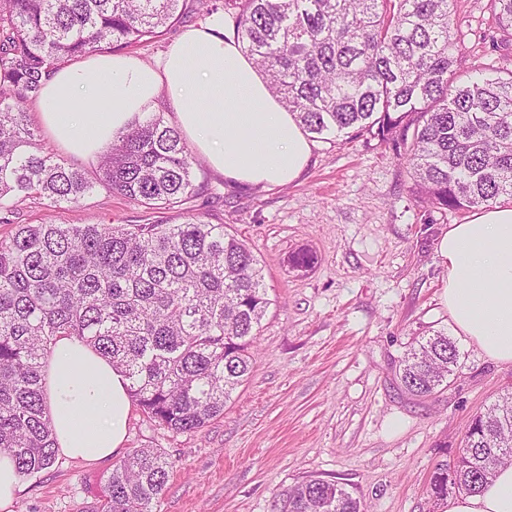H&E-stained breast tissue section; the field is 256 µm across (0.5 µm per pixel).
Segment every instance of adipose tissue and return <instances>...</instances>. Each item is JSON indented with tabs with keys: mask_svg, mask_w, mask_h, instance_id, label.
<instances>
[{
	"mask_svg": "<svg viewBox=\"0 0 512 512\" xmlns=\"http://www.w3.org/2000/svg\"><path fill=\"white\" fill-rule=\"evenodd\" d=\"M166 107L216 172L251 187H279L305 169L313 144L263 76L224 32L216 13L145 63L100 52L60 67L37 102L39 119L71 156L91 160L145 110ZM446 274L440 301L458 335L487 360L512 368V204L449 225L436 249ZM46 388L61 455L87 463L122 445L131 413L126 379L92 348L60 338L47 360ZM447 512H512V465L482 493Z\"/></svg>",
	"mask_w": 512,
	"mask_h": 512,
	"instance_id": "1",
	"label": "adipose tissue"
}]
</instances>
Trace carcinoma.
<instances>
[{
    "mask_svg": "<svg viewBox=\"0 0 512 512\" xmlns=\"http://www.w3.org/2000/svg\"><path fill=\"white\" fill-rule=\"evenodd\" d=\"M234 32L273 95L311 134L367 132L401 154L411 191L437 210L512 200V70L463 79L454 0H230ZM179 0H0V453L20 478L58 447L45 367L58 338L87 344L129 381L143 414L193 433L224 414L253 369L269 299L251 248L184 204L206 190L178 128L136 119L89 173L48 151L27 105L62 63L161 36ZM512 44V0H489ZM103 187L148 213L144 224H13L17 203L78 204ZM183 209L185 221L163 215ZM459 351L448 333L414 340L402 387L428 397ZM512 464V393L473 417L453 463L435 464L434 503L480 492ZM169 478L159 448L119 459L96 512H156ZM281 512H366L337 481L310 477Z\"/></svg>",
    "mask_w": 512,
    "mask_h": 512,
    "instance_id": "obj_1",
    "label": "carcinoma"
}]
</instances>
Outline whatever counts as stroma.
Wrapping results in <instances>:
<instances>
[{
    "mask_svg": "<svg viewBox=\"0 0 512 512\" xmlns=\"http://www.w3.org/2000/svg\"><path fill=\"white\" fill-rule=\"evenodd\" d=\"M178 23L125 47L151 62L208 12L233 27L224 0H181ZM465 64L512 70V50L494 48L488 0H456ZM293 183L244 186L213 170L215 198L194 208L244 241L260 261L271 304L261 322L249 380L223 417L175 434L132 409L122 453L165 452L172 470L158 512H273L310 476L345 484L369 512H430L436 461L455 457L472 416L512 392V369L458 340L459 369L430 397L405 393L400 360L414 338L449 329L439 296L445 274L435 242L472 211L440 212L418 202L402 157L363 135L314 139ZM143 209L104 189L79 204H21L20 224H137ZM313 252L307 269L291 264ZM113 458L57 457L22 480L12 512H95Z\"/></svg>",
    "mask_w": 512,
    "mask_h": 512,
    "instance_id": "stroma-1",
    "label": "stroma"
}]
</instances>
